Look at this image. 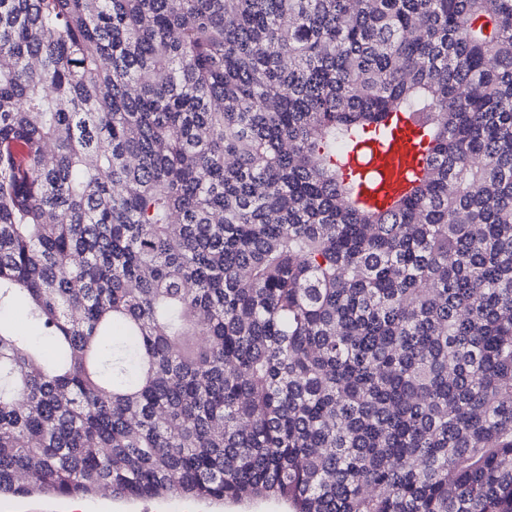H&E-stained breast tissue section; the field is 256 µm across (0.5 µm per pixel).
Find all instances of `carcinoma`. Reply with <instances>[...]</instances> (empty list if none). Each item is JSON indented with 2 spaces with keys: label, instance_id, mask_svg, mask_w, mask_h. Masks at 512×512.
<instances>
[{
  "label": "carcinoma",
  "instance_id": "1",
  "mask_svg": "<svg viewBox=\"0 0 512 512\" xmlns=\"http://www.w3.org/2000/svg\"><path fill=\"white\" fill-rule=\"evenodd\" d=\"M102 487L512 512V0H0V494ZM399 125L402 129L392 140H364L347 156L346 169L360 175L361 200L367 206L381 207L405 190L409 173L420 174L422 152L417 144V127L404 121Z\"/></svg>",
  "mask_w": 512,
  "mask_h": 512
}]
</instances>
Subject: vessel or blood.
<instances>
[{"label":"vessel or blood","instance_id":"vessel-or-blood-1","mask_svg":"<svg viewBox=\"0 0 512 512\" xmlns=\"http://www.w3.org/2000/svg\"><path fill=\"white\" fill-rule=\"evenodd\" d=\"M421 155L417 128L406 123L390 141L368 139L357 144L347 156L346 167L362 179V202L379 207L405 190L409 173L420 172Z\"/></svg>","mask_w":512,"mask_h":512}]
</instances>
